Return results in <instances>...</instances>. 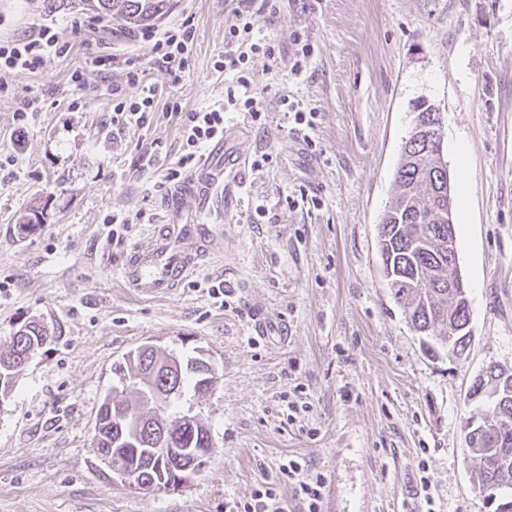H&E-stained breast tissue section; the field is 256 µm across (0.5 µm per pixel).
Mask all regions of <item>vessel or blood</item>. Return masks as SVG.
Returning a JSON list of instances; mask_svg holds the SVG:
<instances>
[{"label":"vessel or blood","instance_id":"vessel-or-blood-1","mask_svg":"<svg viewBox=\"0 0 512 512\" xmlns=\"http://www.w3.org/2000/svg\"><path fill=\"white\" fill-rule=\"evenodd\" d=\"M236 156L216 142L208 161L184 181L168 188L163 204L169 223L156 225L147 247L134 248L126 257L121 279L141 295L172 293L209 254L212 232L202 216L213 191L236 169Z\"/></svg>","mask_w":512,"mask_h":512}]
</instances>
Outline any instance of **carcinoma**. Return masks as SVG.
<instances>
[{"mask_svg":"<svg viewBox=\"0 0 512 512\" xmlns=\"http://www.w3.org/2000/svg\"><path fill=\"white\" fill-rule=\"evenodd\" d=\"M101 17L120 16L131 28H148L173 8V0H87ZM420 123H440L441 113L421 103ZM442 140L430 142L408 134L395 170V194L378 224L383 272L407 323L421 336H432L456 359L471 340L469 292L459 276L455 224L448 223V176L435 172ZM49 340L45 325L23 323L0 350V403L11 397L20 372ZM195 358L180 359L146 350L118 362V380L137 379L118 393L107 391L94 429L100 455H112V469H127L133 481L155 491L176 459L189 463L199 448L209 447L211 434L201 419H186L177 401L188 375L194 391L211 390L214 379L192 367ZM467 399L474 405L465 419L463 460L476 476L475 489L494 512H512V367L490 363L474 377ZM174 446L166 459L153 448Z\"/></svg>","mask_w":512,"mask_h":512,"instance_id":"1","label":"carcinoma"}]
</instances>
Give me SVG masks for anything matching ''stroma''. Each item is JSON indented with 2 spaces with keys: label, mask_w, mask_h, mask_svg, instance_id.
Listing matches in <instances>:
<instances>
[{
  "label": "stroma",
  "mask_w": 512,
  "mask_h": 512,
  "mask_svg": "<svg viewBox=\"0 0 512 512\" xmlns=\"http://www.w3.org/2000/svg\"><path fill=\"white\" fill-rule=\"evenodd\" d=\"M233 8L175 0L147 36L79 0H0V41L48 26L68 47L36 72L0 70L15 91L0 98V343L28 320L50 333L0 411V512H225L293 456L322 475V512H492L463 463L461 425L473 378L512 366V0H279L263 27L281 58L245 64L262 119L226 120L241 166L206 216L211 254L173 294L140 298L120 269L166 218L160 183L181 153L167 105H223L214 63ZM186 19L195 38L174 87L154 37ZM299 35L313 51L298 76ZM127 59L155 87V112L119 131L111 91L125 87ZM27 94L40 109L20 122ZM285 98L313 111V126L296 124ZM420 101L439 110L444 159L467 185L453 214L472 317L461 361L410 329L377 246ZM33 208L42 224L20 233ZM114 214L132 221L119 239ZM219 283L221 301L209 294ZM258 309L287 322L285 340L253 335ZM146 342L205 351L220 373L179 402L207 421L213 453L160 492L121 481L93 443L115 363Z\"/></svg>",
  "instance_id": "obj_1"
}]
</instances>
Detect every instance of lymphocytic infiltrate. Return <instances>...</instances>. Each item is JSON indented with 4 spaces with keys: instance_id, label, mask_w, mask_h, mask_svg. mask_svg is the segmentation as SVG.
I'll list each match as a JSON object with an SVG mask.
<instances>
[{
    "instance_id": "obj_1",
    "label": "lymphocytic infiltrate",
    "mask_w": 512,
    "mask_h": 512,
    "mask_svg": "<svg viewBox=\"0 0 512 512\" xmlns=\"http://www.w3.org/2000/svg\"><path fill=\"white\" fill-rule=\"evenodd\" d=\"M277 0H237L236 24L231 25L224 36V52L215 66L227 78L228 105H243L253 120H260L263 112L261 101L251 94V79L243 68L246 53L252 52L277 61L281 56L278 45L265 34L261 21L273 15ZM195 30L190 21L165 31L155 42V62L165 68L172 84H180L188 66L186 53L193 42ZM51 27H43L37 37L0 43V68L34 71L38 69L46 53H66ZM127 93L116 94L112 105V123L123 128L132 124L149 123L154 112L156 92L147 84L143 70L134 61H127ZM168 109L178 116L182 153L174 166L169 167L164 179L168 182L181 180L193 170L202 156L203 149L224 136L226 114L221 110L209 112L183 111L179 100H171ZM284 482L267 481L256 488L245 502L234 503L229 512H285L281 493L283 486H291L306 512H321L323 479L311 476L305 462L289 459L281 465Z\"/></svg>"
}]
</instances>
